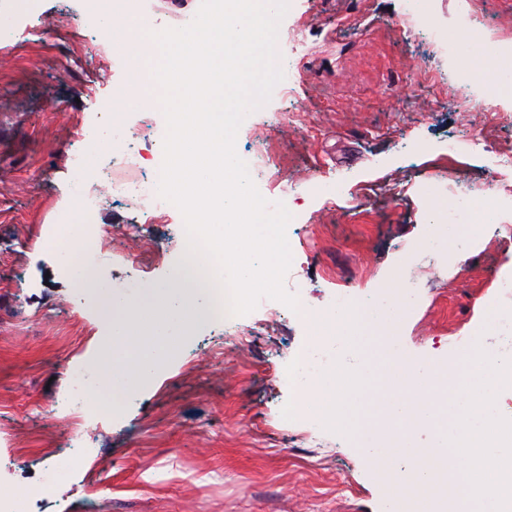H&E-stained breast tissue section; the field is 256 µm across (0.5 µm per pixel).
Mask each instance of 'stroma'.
Here are the masks:
<instances>
[{
    "mask_svg": "<svg viewBox=\"0 0 512 512\" xmlns=\"http://www.w3.org/2000/svg\"><path fill=\"white\" fill-rule=\"evenodd\" d=\"M476 10L491 36L512 45V0H432L424 15L408 0H296L279 26L293 65V97H271L236 138L249 158L258 137L272 146L266 191L294 176L343 180L333 205H291L287 239L298 293L318 312L338 296L376 299L399 268L424 265L412 310L394 344L402 360L449 363L474 330L493 337L512 320V242L498 222L472 227L462 263L416 248L432 229L426 209L447 213L453 180L472 195L496 183L512 196V127L486 120L499 105L481 79L457 77L447 46L428 25L452 33ZM23 31L0 41V479L36 484L61 449H84L79 467L56 483L40 512H386L388 493L355 437L314 430L302 436L278 421L295 396L288 355L310 341L306 323L282 309L237 320L215 313L190 329L138 393L115 394L80 437L63 421L69 372L97 389L94 362L111 334L75 285L84 258L67 261L49 234L75 191L72 155L83 134L110 125L107 110L128 69H113L112 47L85 0H27ZM301 109L269 126L266 111ZM460 141L449 155V138ZM144 223L135 204L107 201L93 224L106 239L94 278L129 298L164 285L183 263L184 221L172 208L149 226L165 258L135 267L126 225ZM254 329L239 348L233 336Z\"/></svg>",
    "mask_w": 512,
    "mask_h": 512,
    "instance_id": "1",
    "label": "stroma"
}]
</instances>
